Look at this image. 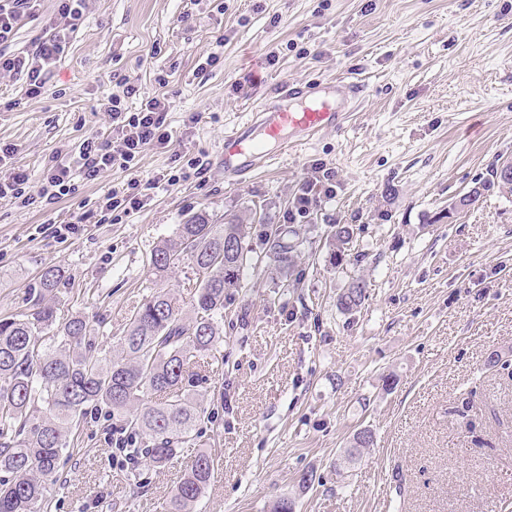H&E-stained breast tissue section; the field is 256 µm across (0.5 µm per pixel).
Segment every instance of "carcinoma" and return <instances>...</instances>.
<instances>
[{
	"label": "carcinoma",
	"instance_id": "cac0c4a2",
	"mask_svg": "<svg viewBox=\"0 0 512 512\" xmlns=\"http://www.w3.org/2000/svg\"><path fill=\"white\" fill-rule=\"evenodd\" d=\"M246 229L238 221L214 224L203 213L178 225L174 237L154 249L150 272L162 281L175 269L190 268L196 280L191 310L159 289L131 316L115 353L97 349L85 316L59 315V267L42 272L40 294L26 308L0 318V473L9 475L0 479V512H46L59 456L77 440L91 409L104 407L121 428L145 435L141 452L156 468L193 440L205 414L191 393L204 379L195 367L202 361L219 370L224 363V302L241 287V271L253 261ZM294 251L284 243L273 250L279 270L289 268ZM365 298L366 283L357 278L338 305L349 313ZM364 433L363 441L346 449L347 463L362 461L374 447L373 431ZM214 472L212 455L197 454L166 512H194Z\"/></svg>",
	"mask_w": 512,
	"mask_h": 512
}]
</instances>
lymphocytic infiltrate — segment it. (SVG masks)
<instances>
[{
  "instance_id": "obj_1",
  "label": "lymphocytic infiltrate",
  "mask_w": 512,
  "mask_h": 512,
  "mask_svg": "<svg viewBox=\"0 0 512 512\" xmlns=\"http://www.w3.org/2000/svg\"><path fill=\"white\" fill-rule=\"evenodd\" d=\"M64 51L60 36L40 38L31 57L9 55L0 49V72L25 76L27 93L39 96L44 87L46 67L55 63ZM122 95H110L103 105L109 117L112 134L106 138H90L79 146L78 156L71 163L50 166L40 177L15 168L0 176V199L8 198L20 205H30L33 197L53 204L70 195L77 182H93L108 171L122 170L129 177L121 187L111 188L95 204L100 223L112 221L113 213L131 216L142 209L161 182H175L173 174L143 179L136 171L144 152L167 144L172 134L167 124L171 103L166 95L148 98L134 112L121 107Z\"/></svg>"
}]
</instances>
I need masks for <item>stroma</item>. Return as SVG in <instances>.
Instances as JSON below:
<instances>
[{"label":"stroma","instance_id":"stroma-1","mask_svg":"<svg viewBox=\"0 0 512 512\" xmlns=\"http://www.w3.org/2000/svg\"><path fill=\"white\" fill-rule=\"evenodd\" d=\"M58 5L39 0L0 49L32 53ZM64 35L41 96L0 74L13 167L40 175L107 134L100 102L127 78L128 109L160 91L173 104L172 139L145 152L139 175L192 157L205 173L64 241L50 224L76 220L126 173L54 204L0 200V316L57 266L63 314L99 317L97 344L111 349L153 287V249L201 211L242 218L253 248L277 228L297 250L287 278L245 269L227 301L224 366L196 388L209 415L197 438L156 468L128 460L111 419L91 413L59 460L47 512H165L202 450L215 475L201 512H270L283 496L295 512H512V378L488 364L493 353L512 363V191L495 177L512 163V0H84ZM210 52L220 63L200 70ZM329 78L367 86L350 124L227 184L225 132L284 83ZM316 163L334 196L286 223ZM339 225L350 242L336 265ZM358 277L366 299L341 313L338 293ZM364 427L375 447L337 472Z\"/></svg>","mask_w":512,"mask_h":512}]
</instances>
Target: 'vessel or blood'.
Masks as SVG:
<instances>
[{
  "mask_svg": "<svg viewBox=\"0 0 512 512\" xmlns=\"http://www.w3.org/2000/svg\"><path fill=\"white\" fill-rule=\"evenodd\" d=\"M363 94L361 84L341 78L284 84L277 100L252 120L224 135V178L268 167L279 155L310 143L327 130H342L352 117L351 106Z\"/></svg>",
  "mask_w": 512,
  "mask_h": 512,
  "instance_id": "b4317fda",
  "label": "vessel or blood"
}]
</instances>
